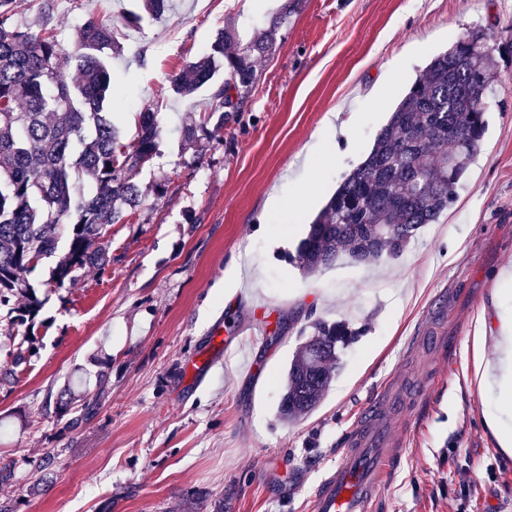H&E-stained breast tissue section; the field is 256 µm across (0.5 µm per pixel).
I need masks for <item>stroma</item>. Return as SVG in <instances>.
<instances>
[{"label":"stroma","mask_w":512,"mask_h":512,"mask_svg":"<svg viewBox=\"0 0 512 512\" xmlns=\"http://www.w3.org/2000/svg\"><path fill=\"white\" fill-rule=\"evenodd\" d=\"M282 0H171L126 28L112 58L120 125L159 108V153L136 175L143 202L110 228L112 262L47 287L55 257L27 278L45 303L29 365L0 387V462L15 478L0 500L17 512H187L204 495L224 512H305L362 410L391 379L425 386L394 425L405 446L378 512H512V456L485 413L512 430L500 384L499 316L512 311V0H303L258 61L238 120L186 143L204 94L182 98L172 75L235 23L269 26ZM136 0H58L66 50L88 18ZM485 34L499 62L488 127L455 204L396 261L339 264L305 277L286 255L431 58ZM166 182L167 192L152 188ZM312 197L289 218L282 201ZM366 331L342 357L321 404L282 422L278 383L308 320ZM262 334L205 377L184 369L216 326ZM257 360L260 372H243ZM102 387L89 424L72 429L47 397ZM499 428V429H500ZM50 454L49 487L26 489L25 457Z\"/></svg>","instance_id":"35a3bbf8"}]
</instances>
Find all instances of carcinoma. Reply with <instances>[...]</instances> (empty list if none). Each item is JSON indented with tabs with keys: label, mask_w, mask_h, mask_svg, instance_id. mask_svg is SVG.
Returning a JSON list of instances; mask_svg holds the SVG:
<instances>
[{
	"label": "carcinoma",
	"mask_w": 512,
	"mask_h": 512,
	"mask_svg": "<svg viewBox=\"0 0 512 512\" xmlns=\"http://www.w3.org/2000/svg\"><path fill=\"white\" fill-rule=\"evenodd\" d=\"M17 0H0V334L8 342L11 367L0 385L27 363L31 328L42 307L26 273L30 260L65 251L53 273L57 284L86 268L104 270L110 227L121 224L142 204L134 177L159 153V112L138 114L137 136L127 141L107 104L114 74L103 57L118 52L121 28L158 19L169 0H143L144 14L105 23L88 19L76 51L58 38L57 0H42L38 29L12 22ZM302 0H287L268 28L243 43L226 27L182 72L171 87L180 97L207 92L203 116L182 127L186 142L211 138L239 117L257 74L255 58L273 53L277 32L298 12ZM79 79L70 83L64 68ZM497 73L485 37L472 33L434 57L391 112L365 159L342 177L309 225L289 261L303 275L341 259L360 264L397 260L425 224H435L458 196L462 179L487 131L486 99ZM95 184L86 194L80 185ZM306 340L288 364L277 415L294 422L321 403L334 370L359 330L347 321L307 322ZM103 393L79 405L57 400L58 415L70 428L90 422ZM39 478L27 494L43 491L50 455L24 460Z\"/></svg>",
	"instance_id": "1"
}]
</instances>
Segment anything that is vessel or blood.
<instances>
[{
    "label": "vessel or blood",
    "mask_w": 512,
    "mask_h": 512,
    "mask_svg": "<svg viewBox=\"0 0 512 512\" xmlns=\"http://www.w3.org/2000/svg\"><path fill=\"white\" fill-rule=\"evenodd\" d=\"M391 405L373 400L351 429L349 446L310 497V512H373L400 453L398 437L382 425Z\"/></svg>",
    "instance_id": "b4317fda"
}]
</instances>
